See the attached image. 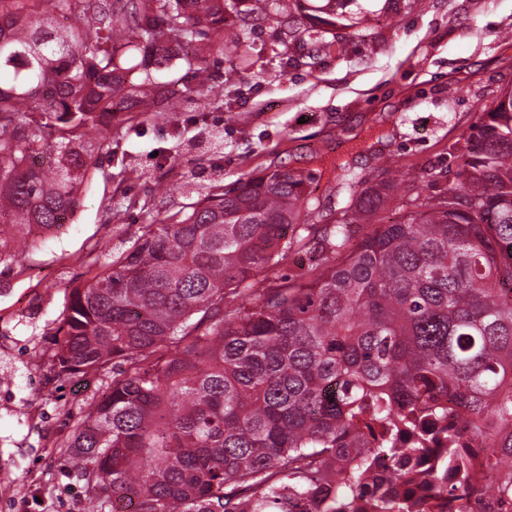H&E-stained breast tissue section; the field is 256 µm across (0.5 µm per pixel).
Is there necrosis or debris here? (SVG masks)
<instances>
[{
  "mask_svg": "<svg viewBox=\"0 0 512 512\" xmlns=\"http://www.w3.org/2000/svg\"><path fill=\"white\" fill-rule=\"evenodd\" d=\"M388 435L412 454L397 465L385 456L372 457L363 475L370 492L354 499L351 512H377L372 495L376 489L408 512H512V497L503 492L512 473L490 468V451L478 442L460 444L466 472L459 475L448 466V433L442 421L416 428L394 424Z\"/></svg>",
  "mask_w": 512,
  "mask_h": 512,
  "instance_id": "necrosis-or-debris-1",
  "label": "necrosis or debris"
}]
</instances>
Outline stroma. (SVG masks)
<instances>
[{"label":"stroma","instance_id":"obj_1","mask_svg":"<svg viewBox=\"0 0 512 512\" xmlns=\"http://www.w3.org/2000/svg\"><path fill=\"white\" fill-rule=\"evenodd\" d=\"M368 19L302 57L275 20L205 51L213 79L159 117L134 109L89 172L80 206L52 236L0 265V512H85L62 447L108 391L107 363L55 377L54 334L92 261L171 223L212 187L276 168L311 174L309 223H341L352 185L419 174L421 196L454 180L450 148L512 89V0H370ZM120 218H113L114 207Z\"/></svg>","mask_w":512,"mask_h":512}]
</instances>
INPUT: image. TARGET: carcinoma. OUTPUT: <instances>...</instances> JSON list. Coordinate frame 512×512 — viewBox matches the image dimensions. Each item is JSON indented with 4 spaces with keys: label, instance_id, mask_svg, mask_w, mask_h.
<instances>
[{
    "label": "carcinoma",
    "instance_id": "cac0c4a2",
    "mask_svg": "<svg viewBox=\"0 0 512 512\" xmlns=\"http://www.w3.org/2000/svg\"><path fill=\"white\" fill-rule=\"evenodd\" d=\"M0 0V264L80 206L112 117L174 112L172 65L211 81L199 43L237 45L275 16L321 51L290 0ZM357 0H325L350 29ZM70 20L55 23L56 14ZM236 19L234 27L226 19ZM454 182L380 217L386 183L357 193L314 244L321 262L251 279L310 244L312 177L275 169L209 192L72 289L52 353L60 378L123 368L64 442L88 512H336L362 492L370 457L403 453L388 419L438 409L512 467V90L464 136ZM376 224L350 245L349 227ZM361 454L340 474L336 460Z\"/></svg>",
    "mask_w": 512,
    "mask_h": 512
}]
</instances>
